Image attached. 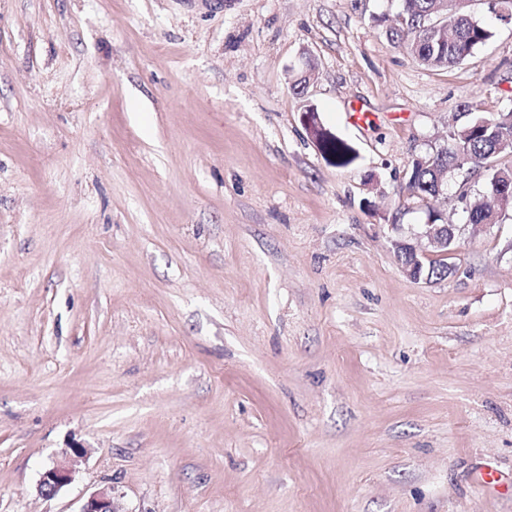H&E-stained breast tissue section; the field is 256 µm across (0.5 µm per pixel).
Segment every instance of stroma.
<instances>
[{
	"label": "stroma",
	"mask_w": 512,
	"mask_h": 512,
	"mask_svg": "<svg viewBox=\"0 0 512 512\" xmlns=\"http://www.w3.org/2000/svg\"><path fill=\"white\" fill-rule=\"evenodd\" d=\"M468 9L444 69L397 0H0V512H512L472 483L512 478V207L473 228L457 169L454 273L390 243L462 104L512 109V22ZM443 1L448 8H441ZM399 25L387 31L392 39L405 42L407 49L419 63L436 68L460 64L493 36L492 29L471 15L453 10V0H401ZM448 12L447 27H427L437 15ZM406 43V42H405ZM314 128L310 131L312 136L316 139L317 146L323 154L328 155L333 163L339 167H346L353 163L355 157L352 155L350 146L341 138H332V136L324 129L319 130L314 123ZM72 473V468L66 461H56L46 466L37 485L38 493L45 498L54 497L71 482ZM78 512H119V510L116 508L112 489H100L84 501Z\"/></svg>",
	"instance_id": "stroma-1"
}]
</instances>
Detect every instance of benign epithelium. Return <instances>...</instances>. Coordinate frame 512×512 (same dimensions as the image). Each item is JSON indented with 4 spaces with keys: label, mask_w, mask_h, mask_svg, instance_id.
Listing matches in <instances>:
<instances>
[{
    "label": "benign epithelium",
    "mask_w": 512,
    "mask_h": 512,
    "mask_svg": "<svg viewBox=\"0 0 512 512\" xmlns=\"http://www.w3.org/2000/svg\"><path fill=\"white\" fill-rule=\"evenodd\" d=\"M417 242L403 237L392 239V247L403 272L415 281H431L425 272V262L445 257L451 252L449 243L455 240L452 224H422L416 233ZM72 480V468L66 461H56L46 466L37 485L38 493L51 498ZM79 512H119L112 490L100 489L93 492L82 504Z\"/></svg>",
    "instance_id": "benign-epithelium-1"
}]
</instances>
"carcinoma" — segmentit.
Segmentation results:
<instances>
[{"mask_svg": "<svg viewBox=\"0 0 512 512\" xmlns=\"http://www.w3.org/2000/svg\"><path fill=\"white\" fill-rule=\"evenodd\" d=\"M453 0H400L399 25L388 30L399 42L412 36L407 49L419 63L436 68H448L463 62L493 36L492 29L471 15L443 9V2ZM488 10L498 19H512V0H487ZM312 136L322 153L328 155L338 167L353 163L350 146L341 138L327 136L323 129L313 128ZM451 148L427 155L414 163L409 190L425 203L430 215H435L432 202L436 201V168H453L466 159L476 167L486 170V194H496L504 205L512 206V168L498 169L493 159L501 154L499 144L512 140V111L479 115L448 130ZM496 217L490 206L477 200L469 211V223L489 224Z\"/></svg>", "mask_w": 512, "mask_h": 512, "instance_id": "1", "label": "carcinoma"}]
</instances>
